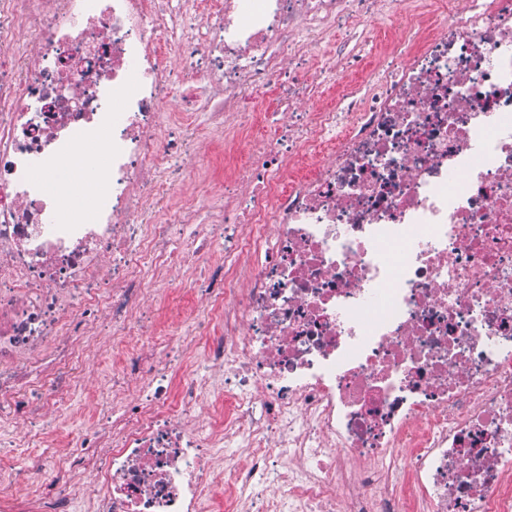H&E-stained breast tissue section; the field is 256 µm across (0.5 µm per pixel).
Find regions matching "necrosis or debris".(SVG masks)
Returning <instances> with one entry per match:
<instances>
[{"label":"necrosis or debris","instance_id":"1","mask_svg":"<svg viewBox=\"0 0 512 512\" xmlns=\"http://www.w3.org/2000/svg\"><path fill=\"white\" fill-rule=\"evenodd\" d=\"M404 12L374 78L302 111L312 49L358 70L336 30L375 51ZM263 92L287 124L261 129ZM200 118L255 148L177 211L224 227L198 289L163 273L205 248L170 252L165 221L181 159L224 161ZM87 146L112 157L90 217L54 181ZM150 300L193 344L141 323ZM102 319L139 390L73 433ZM21 420L19 446L64 449L0 466V512H512V0H0V428Z\"/></svg>","mask_w":512,"mask_h":512}]
</instances>
